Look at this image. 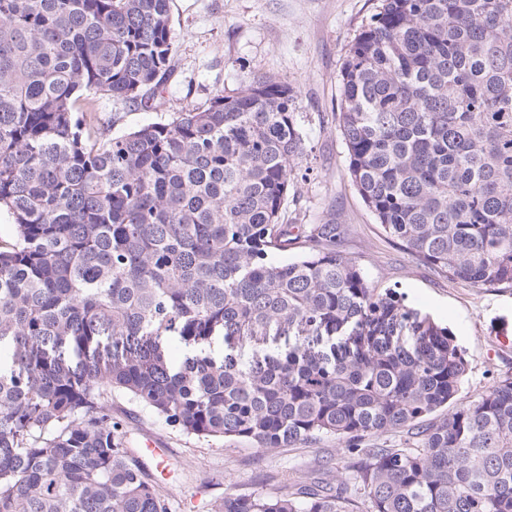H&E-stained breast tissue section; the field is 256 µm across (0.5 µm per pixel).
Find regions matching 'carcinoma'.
Listing matches in <instances>:
<instances>
[{
  "mask_svg": "<svg viewBox=\"0 0 512 512\" xmlns=\"http://www.w3.org/2000/svg\"><path fill=\"white\" fill-rule=\"evenodd\" d=\"M175 41L169 0H0V512H170L116 389L198 439L344 445L338 485L229 488L214 512H512V379L462 397L448 328L373 286L336 225L283 223L305 150L290 85L99 128V100L163 96ZM338 119L387 235L512 287V0H379ZM214 339L222 358L173 362L172 341ZM416 427V448L361 446Z\"/></svg>",
  "mask_w": 512,
  "mask_h": 512,
  "instance_id": "1",
  "label": "carcinoma"
}]
</instances>
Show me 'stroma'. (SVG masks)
<instances>
[{
  "instance_id": "stroma-1",
  "label": "stroma",
  "mask_w": 512,
  "mask_h": 512,
  "mask_svg": "<svg viewBox=\"0 0 512 512\" xmlns=\"http://www.w3.org/2000/svg\"><path fill=\"white\" fill-rule=\"evenodd\" d=\"M376 0H171L175 69L153 108L98 105L102 128L119 135L191 105L206 104L267 75L295 91L306 132L298 179L288 195V224H336L337 250L356 261L374 286L391 288L405 305L447 326L469 362L465 397L512 378V288H478L450 280L413 259L388 236L348 175V155L336 112L345 51L374 13ZM112 413L134 448L160 440L165 463L148 465L171 496L172 512H211L227 488L250 492L275 481L334 473L342 466L335 437L260 452L237 440L211 442L182 434L128 394H112Z\"/></svg>"
}]
</instances>
